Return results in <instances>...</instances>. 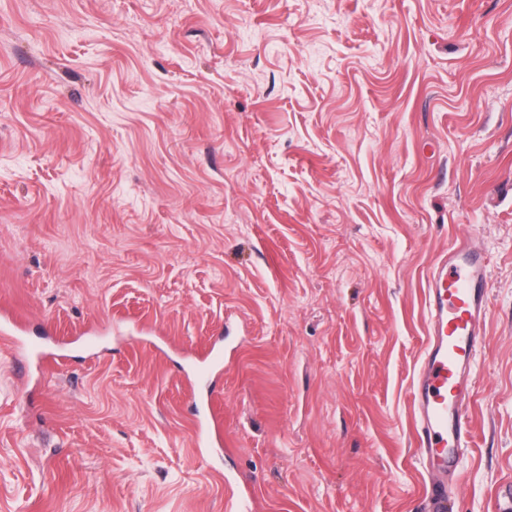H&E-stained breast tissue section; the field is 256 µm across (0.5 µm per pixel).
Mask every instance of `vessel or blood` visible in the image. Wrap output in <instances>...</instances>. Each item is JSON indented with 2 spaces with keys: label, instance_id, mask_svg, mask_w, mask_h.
<instances>
[{
  "label": "vessel or blood",
  "instance_id": "obj_1",
  "mask_svg": "<svg viewBox=\"0 0 512 512\" xmlns=\"http://www.w3.org/2000/svg\"><path fill=\"white\" fill-rule=\"evenodd\" d=\"M489 266L480 245L467 237L449 247L428 278V334L413 384L415 442L433 478L425 512H452L453 478L473 443V368L485 340ZM195 442L219 448L223 438L205 419L196 425Z\"/></svg>",
  "mask_w": 512,
  "mask_h": 512
}]
</instances>
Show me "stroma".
Segmentation results:
<instances>
[{
	"label": "stroma",
	"instance_id": "1",
	"mask_svg": "<svg viewBox=\"0 0 512 512\" xmlns=\"http://www.w3.org/2000/svg\"><path fill=\"white\" fill-rule=\"evenodd\" d=\"M466 236L491 275L456 512H491L512 0H0V311L53 356L0 341V512H226L232 483L242 512H421L426 283ZM195 442L198 448L223 447L222 434L218 427H212L209 420H200L196 425Z\"/></svg>",
	"mask_w": 512,
	"mask_h": 512
}]
</instances>
